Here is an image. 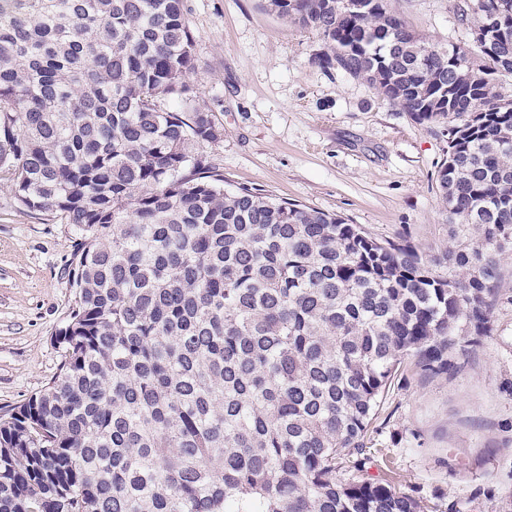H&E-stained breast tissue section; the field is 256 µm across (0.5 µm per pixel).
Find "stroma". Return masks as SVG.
I'll list each match as a JSON object with an SVG mask.
<instances>
[{
    "label": "stroma",
    "instance_id": "35a3bbf8",
    "mask_svg": "<svg viewBox=\"0 0 512 512\" xmlns=\"http://www.w3.org/2000/svg\"><path fill=\"white\" fill-rule=\"evenodd\" d=\"M465 0H390L433 45L467 42ZM201 101L224 128L196 153L234 185L296 200L378 239L438 257L452 241L436 188L446 129L419 124L366 83L320 65L314 30L265 0H184ZM74 231L20 209L0 184V412L56 373V330L74 294ZM494 334L457 355L451 377L403 369L385 393L367 473L420 499L426 512H512V301L491 309Z\"/></svg>",
    "mask_w": 512,
    "mask_h": 512
}]
</instances>
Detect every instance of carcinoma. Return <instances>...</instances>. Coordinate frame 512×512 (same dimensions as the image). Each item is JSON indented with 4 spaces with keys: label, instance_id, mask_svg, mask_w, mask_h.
Wrapping results in <instances>:
<instances>
[{
    "label": "carcinoma",
    "instance_id": "1",
    "mask_svg": "<svg viewBox=\"0 0 512 512\" xmlns=\"http://www.w3.org/2000/svg\"><path fill=\"white\" fill-rule=\"evenodd\" d=\"M318 61L420 124L453 246L422 257L336 214L224 187L189 81L184 0H0V181L73 226L59 372L0 414V512H424L362 472L407 364L451 375L493 335L512 248V12L460 9L453 55L388 0H267ZM165 101L176 107L165 110Z\"/></svg>",
    "mask_w": 512,
    "mask_h": 512
}]
</instances>
